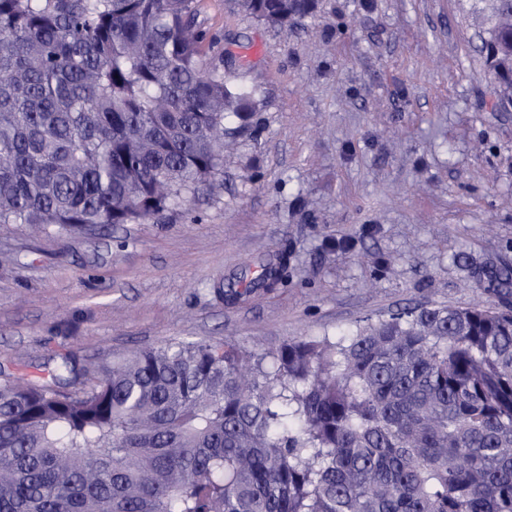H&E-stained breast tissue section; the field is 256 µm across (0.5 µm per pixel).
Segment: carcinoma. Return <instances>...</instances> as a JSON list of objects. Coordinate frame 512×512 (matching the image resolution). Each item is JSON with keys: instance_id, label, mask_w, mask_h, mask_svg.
<instances>
[{"instance_id": "cac0c4a2", "label": "carcinoma", "mask_w": 512, "mask_h": 512, "mask_svg": "<svg viewBox=\"0 0 512 512\" xmlns=\"http://www.w3.org/2000/svg\"><path fill=\"white\" fill-rule=\"evenodd\" d=\"M286 27L315 0H238ZM509 71L512 0H467ZM199 0H0V224H137L224 169L257 90ZM287 258L236 277L241 298ZM86 380L93 385L84 389ZM0 512H512V310L427 305L253 353L169 344L0 380Z\"/></svg>"}]
</instances>
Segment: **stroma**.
Listing matches in <instances>:
<instances>
[{"instance_id":"stroma-1","label":"stroma","mask_w":512,"mask_h":512,"mask_svg":"<svg viewBox=\"0 0 512 512\" xmlns=\"http://www.w3.org/2000/svg\"><path fill=\"white\" fill-rule=\"evenodd\" d=\"M208 59L256 88L216 188L139 224H0V372L173 341L263 352L408 306L512 303V112L462 0H317L288 31L201 0ZM287 253L288 281L219 298Z\"/></svg>"}]
</instances>
